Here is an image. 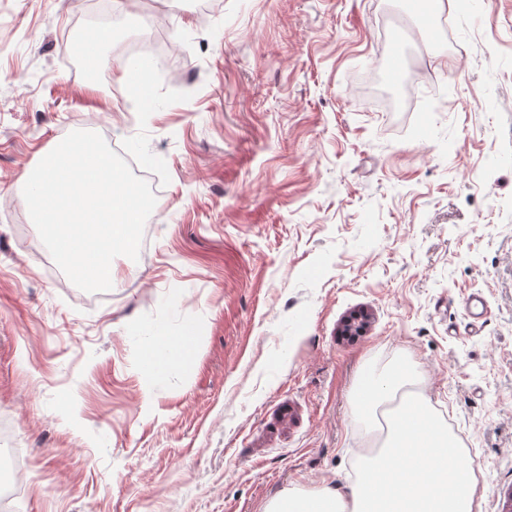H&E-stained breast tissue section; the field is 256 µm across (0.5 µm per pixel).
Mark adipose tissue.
Masks as SVG:
<instances>
[{
  "instance_id": "ef3b65f1",
  "label": "adipose tissue",
  "mask_w": 512,
  "mask_h": 512,
  "mask_svg": "<svg viewBox=\"0 0 512 512\" xmlns=\"http://www.w3.org/2000/svg\"><path fill=\"white\" fill-rule=\"evenodd\" d=\"M191 347L179 336H155L143 354L149 378L183 364ZM410 377L404 365L358 379L355 403L375 416L384 395H400ZM401 397V395H400ZM388 436L375 460L363 463L355 483L282 492L267 512H476L479 470L463 461L456 438L420 400L401 397L387 411Z\"/></svg>"
}]
</instances>
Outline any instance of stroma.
<instances>
[{
	"label": "stroma",
	"instance_id": "1",
	"mask_svg": "<svg viewBox=\"0 0 512 512\" xmlns=\"http://www.w3.org/2000/svg\"><path fill=\"white\" fill-rule=\"evenodd\" d=\"M0 0V459L14 512H265L349 483L374 439L351 392L406 363L512 512V0ZM406 22L398 74L382 25ZM161 31L154 100L67 36ZM153 177L138 260L75 287L22 207L71 131ZM486 312L472 320L470 295ZM367 313L354 336L343 320ZM187 361L141 370L154 329Z\"/></svg>",
	"mask_w": 512,
	"mask_h": 512
}]
</instances>
